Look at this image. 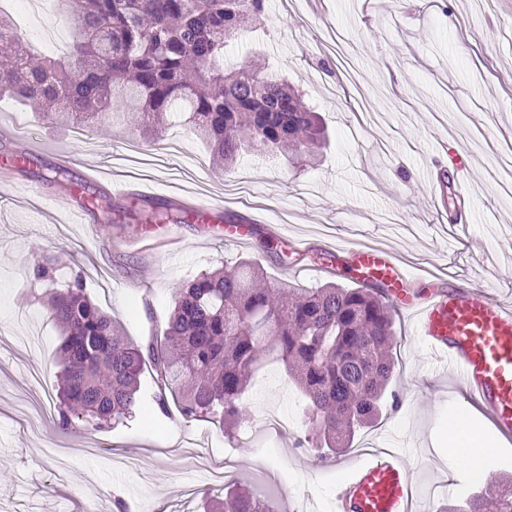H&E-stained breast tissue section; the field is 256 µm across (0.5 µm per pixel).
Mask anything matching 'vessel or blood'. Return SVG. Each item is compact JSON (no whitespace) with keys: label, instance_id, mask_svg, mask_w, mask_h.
<instances>
[{"label":"vessel or blood","instance_id":"b4317fda","mask_svg":"<svg viewBox=\"0 0 512 512\" xmlns=\"http://www.w3.org/2000/svg\"><path fill=\"white\" fill-rule=\"evenodd\" d=\"M169 207L212 221L221 204L170 198ZM359 284H377L384 297L415 321L434 362L453 370L461 389L480 402L488 420L512 436V302L468 285L450 288L410 275L394 250L349 242L337 248ZM334 512H423L396 449L354 458L337 487Z\"/></svg>","mask_w":512,"mask_h":512}]
</instances>
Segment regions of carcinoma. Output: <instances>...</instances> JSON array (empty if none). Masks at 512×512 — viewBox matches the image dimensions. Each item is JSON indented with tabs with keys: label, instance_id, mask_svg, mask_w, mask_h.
Wrapping results in <instances>:
<instances>
[{
	"label": "carcinoma",
	"instance_id": "carcinoma-1",
	"mask_svg": "<svg viewBox=\"0 0 512 512\" xmlns=\"http://www.w3.org/2000/svg\"><path fill=\"white\" fill-rule=\"evenodd\" d=\"M72 30L70 57L35 54L0 13V91L42 108L51 123L91 128L118 104L137 106L143 136L166 113L204 139L232 170L243 150L293 161L323 141L324 129L297 91L262 67L224 68L230 41L265 13V0H59ZM112 221L107 195H79ZM46 311L63 331L56 363L61 386L57 426L79 420L101 430L135 417L141 375L154 368L155 408L169 413L167 391L189 421L229 436L240 430V398L273 356L301 388L318 449L342 455L378 420L394 360L392 309L378 285L296 288L264 277L256 260L204 271L174 296L163 336L136 344L84 293L82 276L56 285L50 268ZM203 512H274L250 488L206 500ZM441 512H512V482L488 483L466 505Z\"/></svg>",
	"mask_w": 512,
	"mask_h": 512
}]
</instances>
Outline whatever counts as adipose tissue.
Instances as JSON below:
<instances>
[{
  "label": "adipose tissue",
  "instance_id": "ef3b65f1",
  "mask_svg": "<svg viewBox=\"0 0 512 512\" xmlns=\"http://www.w3.org/2000/svg\"><path fill=\"white\" fill-rule=\"evenodd\" d=\"M496 441L480 420L479 411L453 419L443 437L435 442L436 448L448 455V470L456 472L458 467L477 464L484 449L495 447Z\"/></svg>",
  "mask_w": 512,
  "mask_h": 512
}]
</instances>
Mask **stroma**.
I'll return each mask as SVG.
<instances>
[{
    "instance_id": "1",
    "label": "stroma",
    "mask_w": 512,
    "mask_h": 512,
    "mask_svg": "<svg viewBox=\"0 0 512 512\" xmlns=\"http://www.w3.org/2000/svg\"><path fill=\"white\" fill-rule=\"evenodd\" d=\"M35 53L66 51L70 32L54 0L18 6L0 0ZM282 71L304 103L320 112L329 142L292 166L285 159L244 157L224 171L193 134L169 128L145 143L130 117L84 131L46 123L41 112L0 97V157L25 141L46 149L37 166L16 172L40 195L0 201V512H113L121 494L131 512H198L203 496H224L235 484L280 482L276 512H329L349 455L319 465L306 443L304 399L275 360L256 372L242 397V429L226 438L213 424L156 414V374L145 368L142 405L129 425L64 431L56 424L60 331L48 318L33 279L51 261L59 279L82 275L86 295L121 322L126 336L144 343L161 335L181 284L237 257L258 260L268 279L300 288L327 282L352 285L346 264L328 260L354 240L394 248L414 273L468 282L512 301V0H266L265 14L226 53ZM447 145L465 163L450 170L455 191L469 194L466 232L438 212L426 171ZM72 152L60 164L57 153ZM103 177L85 184L83 162ZM66 166L69 186L106 192L111 223L97 210L78 222L67 209L69 187L46 181ZM150 183L143 200L116 195V181ZM170 195L222 200L224 221L179 222L174 247L144 244L161 232L145 221ZM255 215L251 245L224 241V226ZM278 225L280 238L268 225ZM479 239L473 252L471 239ZM287 263H280V253ZM392 354L400 407L362 432L355 447L395 448L419 494L437 506L462 504L489 478L512 477V444L497 448L479 480L444 481L448 461L431 445L462 408L461 390L435 370L411 319L395 316ZM200 460L223 458L227 477L204 479L183 460L186 444Z\"/></svg>"
}]
</instances>
